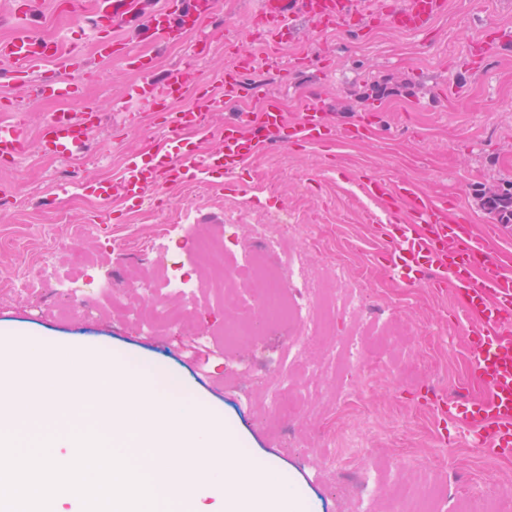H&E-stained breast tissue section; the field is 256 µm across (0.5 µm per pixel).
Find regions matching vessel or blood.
I'll list each match as a JSON object with an SVG mask.
<instances>
[{
    "label": "vessel or blood",
    "instance_id": "1",
    "mask_svg": "<svg viewBox=\"0 0 512 512\" xmlns=\"http://www.w3.org/2000/svg\"><path fill=\"white\" fill-rule=\"evenodd\" d=\"M218 0H163L144 10L142 0H71L70 12L90 16L95 49L101 58H117L137 74L127 97L159 115L167 148L154 154L129 152L119 176L109 182L86 179L85 195L108 205L120 196L126 209L139 207L151 192L163 187L197 184L212 187L214 174L231 180L249 161L272 148L300 144L317 147L365 138L367 125L337 126L320 100L311 97L289 119L275 97H263L257 109L235 113L223 125L214 116L246 91L242 76L264 65L288 75L306 67L303 55H285L289 42L303 30L370 31L381 26L407 35H424L445 15L448 0H253L242 26H229L226 40L235 53L214 78L203 79L196 62L172 67L156 78L153 44L182 42L213 18ZM38 0H10L11 36L0 41V62L13 82L28 85L34 98L75 100L91 79L79 48L62 53L59 43L43 36L29 22ZM137 21L141 47L113 38L118 25ZM512 43V28H494L466 68L482 69L491 54ZM262 45L255 55L254 45ZM191 97L189 108L172 110L173 101ZM101 110L85 104L80 114L55 112L29 137L20 109L0 98V166L8 167L39 152L61 160L83 155L100 129ZM207 149H199L198 140ZM357 187L374 202L370 223L391 247L379 253L391 275L405 286L418 284L451 293L454 317L468 328L467 371L483 388L482 397L466 393L456 398L436 396L425 404L437 416V439H454L499 457L512 455V270L499 258L503 238L492 226L474 232L468 215L450 208L406 180L364 177Z\"/></svg>",
    "mask_w": 512,
    "mask_h": 512
}]
</instances>
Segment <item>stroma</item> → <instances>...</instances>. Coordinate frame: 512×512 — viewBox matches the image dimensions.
I'll return each instance as SVG.
<instances>
[{
    "instance_id": "stroma-1",
    "label": "stroma",
    "mask_w": 512,
    "mask_h": 512,
    "mask_svg": "<svg viewBox=\"0 0 512 512\" xmlns=\"http://www.w3.org/2000/svg\"><path fill=\"white\" fill-rule=\"evenodd\" d=\"M495 25L512 26V0H448L447 13L424 36L387 28L359 38L341 30L306 35L289 44V52L316 57L329 50L330 71L314 67L286 79L257 67L245 78L248 109L269 93L293 116L315 96L342 127L362 120L363 108L371 106L378 115L368 141L345 144L331 156L319 147L272 150L250 162L237 187L171 186L131 213L116 196V224L101 222V208L74 177L112 180L128 152L161 150L165 136L145 111L137 132L123 128L116 103L134 76L87 52L100 77L85 86L83 98L106 107L91 154L61 162L35 152L16 166L0 167V341L27 348L91 344L106 355L143 358L156 372L177 374L239 435L253 464L277 461L282 482L304 500L307 512H349V481L330 462L347 434L361 450L359 467L377 471L376 512H403L404 487L421 502L439 488L442 512H512V458L463 443L440 445L434 413L420 406L426 392L449 396L466 383L452 296L391 278L376 259L383 242L366 222L368 204L354 187L364 175L407 178L451 200L475 226L494 223L476 192L512 181V46L501 48L479 73L460 70L458 60L470 41ZM39 28L63 40L89 34L56 0H40ZM224 36L223 29L207 27L181 47L157 49V76L202 47L198 68L211 78L224 66ZM1 94L20 105L32 135L58 107L5 79ZM254 185L262 188L257 205L248 202ZM282 216L289 219L283 232L304 281L318 279L327 262L341 264L363 292L368 320L391 328L382 343L392 355H371L338 373L324 370L352 326L330 314L329 330L314 333L301 355L319 368L310 380L311 400L275 421L250 406L248 376L269 380L281 371L291 342L287 323L267 324L266 310L255 307L262 330L251 342L232 344L224 339L229 310L205 294L187 310L180 295L165 290L158 298L178 321L149 330L113 314L98 285L124 287L160 256L183 280L196 282L206 261L192 250L190 234L211 237L244 261L257 243L256 225ZM77 225L85 234L75 251L69 241ZM77 297L88 306L87 316H72ZM196 347L211 352L207 367L196 362Z\"/></svg>"
}]
</instances>
